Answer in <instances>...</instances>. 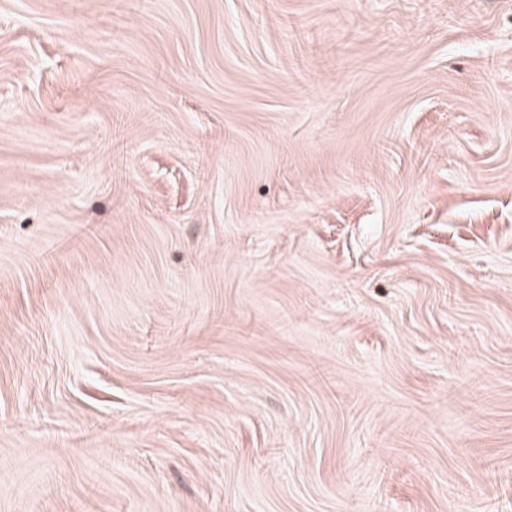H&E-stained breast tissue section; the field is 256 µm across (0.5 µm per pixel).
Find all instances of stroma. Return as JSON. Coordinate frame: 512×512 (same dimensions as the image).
<instances>
[{
    "label": "stroma",
    "instance_id": "35a3bbf8",
    "mask_svg": "<svg viewBox=\"0 0 512 512\" xmlns=\"http://www.w3.org/2000/svg\"><path fill=\"white\" fill-rule=\"evenodd\" d=\"M0 512H512V0H0Z\"/></svg>",
    "mask_w": 512,
    "mask_h": 512
}]
</instances>
